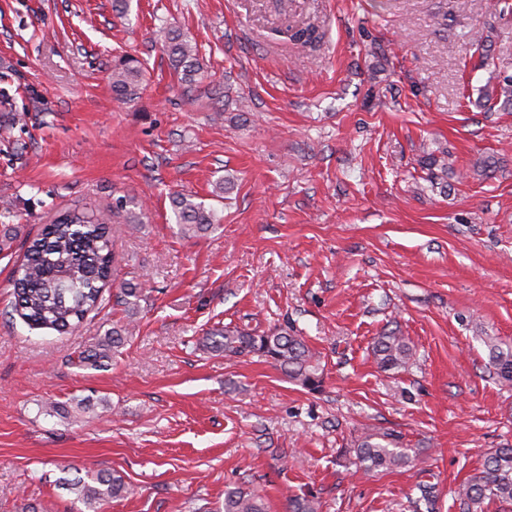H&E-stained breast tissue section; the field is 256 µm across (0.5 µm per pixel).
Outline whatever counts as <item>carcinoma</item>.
Segmentation results:
<instances>
[{
	"label": "carcinoma",
	"mask_w": 512,
	"mask_h": 512,
	"mask_svg": "<svg viewBox=\"0 0 512 512\" xmlns=\"http://www.w3.org/2000/svg\"><path fill=\"white\" fill-rule=\"evenodd\" d=\"M289 38L299 44L316 40L312 27L288 28ZM171 66L181 81L190 86L202 69L197 47L176 28L158 31ZM145 68L135 56L125 55L112 66L110 83L113 95L126 101L138 98ZM487 100L512 108V76L498 83ZM127 200L119 197L112 208L96 209L74 204L55 212L51 221L28 241L24 262L12 279L13 310L31 328L53 329L60 333L78 329L87 315L99 308L104 290L114 276L116 256L108 224L125 217L139 223L135 213L126 210ZM176 224L183 234L205 231L219 223L216 211L196 200V196L176 194L171 198ZM121 329L112 328L91 354H81L78 362L100 368L110 358L109 351L122 343ZM206 347L224 356L258 354L271 359L288 377L309 391L322 386L319 363L304 339L286 331L253 334L237 326H224L208 334ZM489 364L505 382H512V346L495 338L486 340ZM372 353L379 368L388 371L406 366L412 347L397 331L378 336ZM360 469L366 474L397 468L408 463V455L390 432L367 434L354 445ZM60 484L91 505L118 496L124 489L119 476L108 472L85 478L63 477ZM458 497L467 512H483L490 502L512 505V446L497 448L484 461L482 470L459 489ZM224 512H265L262 499L243 489L224 493ZM287 512H319L315 497L303 496L288 501Z\"/></svg>",
	"instance_id": "obj_1"
}]
</instances>
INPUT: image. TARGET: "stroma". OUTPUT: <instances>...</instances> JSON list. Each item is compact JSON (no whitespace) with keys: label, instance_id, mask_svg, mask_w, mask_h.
Instances as JSON below:
<instances>
[{"label":"stroma","instance_id":"1","mask_svg":"<svg viewBox=\"0 0 512 512\" xmlns=\"http://www.w3.org/2000/svg\"><path fill=\"white\" fill-rule=\"evenodd\" d=\"M291 21L318 43L287 41ZM167 26L199 50L192 86ZM124 55L147 68L128 104ZM506 75L512 12L491 0H0V128L25 117L0 131V512H224L237 487L267 512L309 493L321 512H463L458 486L512 445L485 345L512 343V112L484 100ZM176 192L220 226L181 235ZM119 196L144 213L109 227L134 311L108 290L71 333L8 314L24 238ZM228 324L296 330L321 391L206 350ZM115 327L110 367L79 365ZM392 328L414 359L383 371ZM377 429L410 462L368 478L353 442ZM100 470L125 493L89 507L58 484ZM157 35L173 69L183 83L191 86L202 69L197 47L176 28H163ZM144 73L143 63L135 56L125 55L116 60L110 74L113 95L117 99L126 101L138 98Z\"/></svg>","mask_w":512,"mask_h":512}]
</instances>
